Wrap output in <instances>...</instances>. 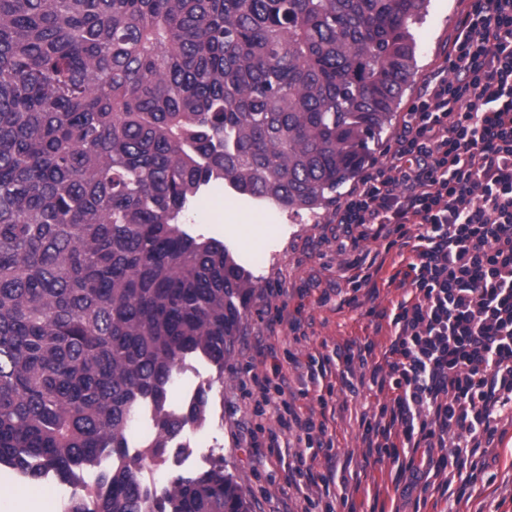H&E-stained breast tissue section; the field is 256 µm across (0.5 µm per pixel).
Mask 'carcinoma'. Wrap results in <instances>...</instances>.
I'll return each mask as SVG.
<instances>
[{"mask_svg": "<svg viewBox=\"0 0 512 512\" xmlns=\"http://www.w3.org/2000/svg\"><path fill=\"white\" fill-rule=\"evenodd\" d=\"M428 3L0 0V469L70 487L61 512H248L222 461L142 480L206 421L251 287L182 214L216 180L336 203L418 72ZM190 358L216 378L175 412Z\"/></svg>", "mask_w": 512, "mask_h": 512, "instance_id": "obj_1", "label": "carcinoma"}]
</instances>
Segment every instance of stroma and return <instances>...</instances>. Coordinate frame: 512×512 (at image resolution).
Segmentation results:
<instances>
[{"label": "stroma", "mask_w": 512, "mask_h": 512, "mask_svg": "<svg viewBox=\"0 0 512 512\" xmlns=\"http://www.w3.org/2000/svg\"><path fill=\"white\" fill-rule=\"evenodd\" d=\"M458 14V0H431L429 13L417 42L419 71L414 87L406 92L403 101L411 103L417 90L431 78L439 61L443 45L453 31ZM256 199L234 196L225 199L217 195L208 200L206 209L212 223H196L193 214H186L185 229L194 235H204L224 242L234 260L250 275L256 287L248 297L242 312L240 334L232 353L224 360V382L218 393L212 394L213 407L207 421L185 432L184 442L194 452L202 454L206 463L223 460L224 470L242 488L250 512H259L262 494L273 500L289 494L285 473L272 464L253 470V449L237 444L243 415L237 410V392L241 365L252 361L255 368L267 362L266 352L248 347L247 341L262 326L261 312L266 305L287 301L289 308H301L300 318L308 326L310 343L300 345L299 353H318L322 341L362 339L375 334L367 310L375 305L368 289H361L358 300L349 303L335 296L327 304H319L322 292L338 280L347 257L335 247L320 244L321 225L310 223L307 212L280 211L272 220L255 215ZM265 256L264 265H257L256 256ZM286 296H278V289ZM382 348H374L367 357L365 368L357 370L354 383L358 396H351L343 386L338 369H330L328 382L334 386L333 411L327 416L330 433L336 439L340 456L338 463L346 478L345 498L337 502V512H388L399 469L391 463L364 467L365 450L357 437V420L362 412L374 410L384 399L378 387L383 378ZM497 478L492 485L476 484L461 489L452 484L447 497L458 500L460 512H476L479 504L512 495V471L504 463L493 467Z\"/></svg>", "instance_id": "stroma-1"}]
</instances>
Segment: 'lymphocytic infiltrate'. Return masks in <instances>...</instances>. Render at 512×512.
I'll list each match as a JSON object with an SVG mask.
<instances>
[{
    "instance_id": "lymphocytic-infiltrate-1",
    "label": "lymphocytic infiltrate",
    "mask_w": 512,
    "mask_h": 512,
    "mask_svg": "<svg viewBox=\"0 0 512 512\" xmlns=\"http://www.w3.org/2000/svg\"><path fill=\"white\" fill-rule=\"evenodd\" d=\"M460 13L435 75L404 112L383 160L361 176L329 221L338 252L349 255L347 282L372 279L362 243L395 251L384 285L383 345L391 394L363 415L361 439L373 463L408 472L390 512H421L433 477L474 485L489 465L477 460L503 441L498 420L512 414V0H459ZM256 337L273 353L269 370L246 367L254 389L241 436L260 464L283 465L288 485L321 482L304 512H336L337 470L325 421L303 414L299 399L326 404L327 365L350 369L353 343L330 355L299 356L308 342L299 318L275 306ZM320 394H311V387Z\"/></svg>"
}]
</instances>
